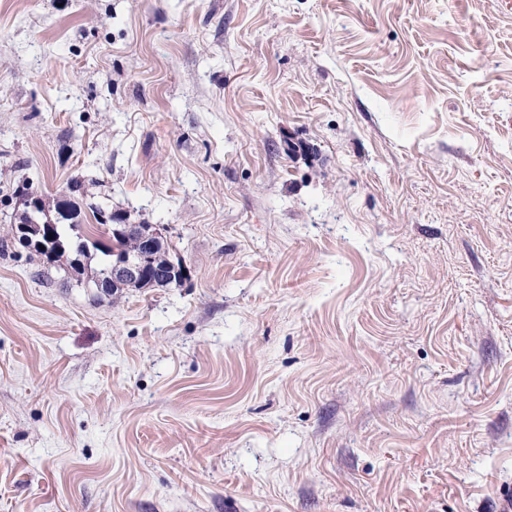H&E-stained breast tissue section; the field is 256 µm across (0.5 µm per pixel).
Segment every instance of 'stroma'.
<instances>
[{"instance_id": "obj_1", "label": "stroma", "mask_w": 512, "mask_h": 512, "mask_svg": "<svg viewBox=\"0 0 512 512\" xmlns=\"http://www.w3.org/2000/svg\"><path fill=\"white\" fill-rule=\"evenodd\" d=\"M30 191L186 279L99 294ZM511 500L512 0H0V512ZM41 199L42 198L39 195L29 192L27 204L30 207V219L32 224H28L27 226L22 227L17 237L19 243L23 247L32 250L39 249L52 258L55 255V250L58 245V238L55 234V223L50 220L43 221L40 219L42 203L45 206V202H41ZM27 204L25 202L27 211L22 216L20 223L27 222ZM68 206L69 217H64L68 220H64L59 224L56 223L58 225L57 232L59 234V240L63 248L56 254L53 259L65 253L66 249L72 250L74 253L82 254L83 256H85L87 253L88 245L81 240L74 242L68 234L69 230L74 231L79 226V224L82 223L83 219H80L82 212L81 208L77 207L74 203H71V201H68ZM74 220H77V223H73ZM40 245H43L44 249H41ZM46 259L48 261L53 260L49 259L48 257Z\"/></svg>"}]
</instances>
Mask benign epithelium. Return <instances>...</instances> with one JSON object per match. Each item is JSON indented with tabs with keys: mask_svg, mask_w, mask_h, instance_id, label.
<instances>
[{
	"mask_svg": "<svg viewBox=\"0 0 512 512\" xmlns=\"http://www.w3.org/2000/svg\"><path fill=\"white\" fill-rule=\"evenodd\" d=\"M27 204L31 211V224L22 227L18 234V241L27 249L36 250L41 247L43 252L52 258L58 245L55 223L40 219L42 202L39 195L29 193ZM119 233L134 236L137 239V248L113 260L109 276L94 278L98 292L105 294L112 285L133 287L158 280L175 284L182 282L186 275L184 265H165L158 268L153 262L154 252L164 240V234L160 228L154 225L140 227L136 224H123Z\"/></svg>",
	"mask_w": 512,
	"mask_h": 512,
	"instance_id": "obj_1",
	"label": "benign epithelium"
}]
</instances>
